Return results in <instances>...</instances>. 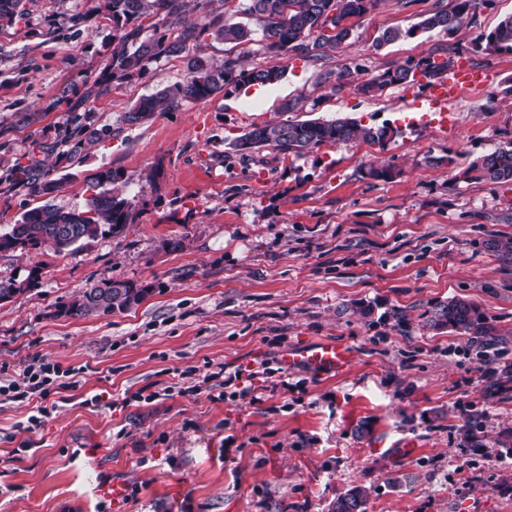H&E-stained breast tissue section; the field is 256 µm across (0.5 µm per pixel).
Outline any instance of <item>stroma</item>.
Segmentation results:
<instances>
[{
    "label": "stroma",
    "mask_w": 512,
    "mask_h": 512,
    "mask_svg": "<svg viewBox=\"0 0 512 512\" xmlns=\"http://www.w3.org/2000/svg\"><path fill=\"white\" fill-rule=\"evenodd\" d=\"M103 3L25 0L23 16L0 25V227L45 203L84 208L106 169L128 178L134 216L123 234L78 249L0 255V279L40 273L0 304V379L35 356L80 371L30 451L18 449L30 405L0 399V512H97L98 487L112 480L138 489L113 512H329L353 486L367 489L368 512H512V456L498 445L512 435V253L488 246L512 239V184L464 176L512 142V53L474 48L512 0H487L456 33L382 46L383 32L450 0H380L318 64L205 35L194 54L216 64L239 55L282 78L132 126L126 113L181 81L186 60L161 59L94 96L112 55ZM427 55L469 60L492 79L446 113L416 81L366 97L320 80L326 68L368 79ZM81 96L111 135L70 162L54 145ZM289 100L295 111H283ZM337 117L401 133L300 157L233 147L257 124ZM37 142L59 181L44 197L12 179ZM382 164L393 178L362 177ZM104 278L149 292L127 311L56 316ZM454 297L480 307L504 349L482 356L471 334L425 327L428 306ZM321 339L354 347L355 360L332 376L282 369L288 388L261 403L163 393L175 370L276 361ZM143 387L161 399L121 406Z\"/></svg>",
    "instance_id": "obj_1"
}]
</instances>
